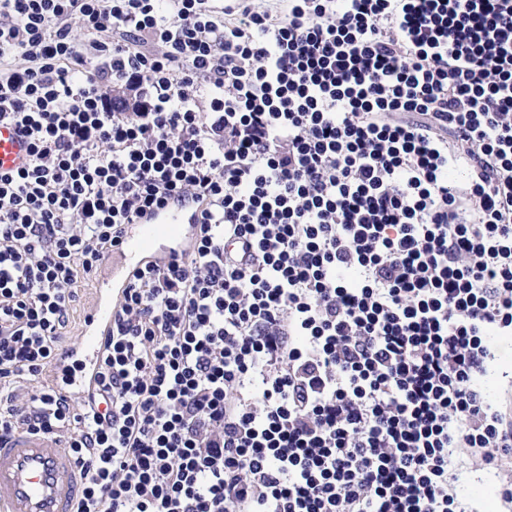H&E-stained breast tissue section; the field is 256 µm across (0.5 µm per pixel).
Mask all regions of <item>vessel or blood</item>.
<instances>
[{
    "label": "vessel or blood",
    "instance_id": "obj_1",
    "mask_svg": "<svg viewBox=\"0 0 512 512\" xmlns=\"http://www.w3.org/2000/svg\"><path fill=\"white\" fill-rule=\"evenodd\" d=\"M29 153V141L19 129L0 123V172L24 167ZM191 221L188 209L178 206L127 227L120 247L106 257L116 277L109 282L97 281L78 346L69 348L65 358L50 370L54 386L69 393L87 387L122 283L147 261L157 259L161 243H184V226ZM81 490L69 449L51 437L21 431L0 442V512H73Z\"/></svg>",
    "mask_w": 512,
    "mask_h": 512
}]
</instances>
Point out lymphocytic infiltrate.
<instances>
[{
    "instance_id": "1",
    "label": "lymphocytic infiltrate",
    "mask_w": 512,
    "mask_h": 512,
    "mask_svg": "<svg viewBox=\"0 0 512 512\" xmlns=\"http://www.w3.org/2000/svg\"><path fill=\"white\" fill-rule=\"evenodd\" d=\"M0 0V441L76 512H462L512 468V0ZM198 211L48 380L127 225ZM30 144L17 127L0 123V172L10 173L24 167L28 161ZM492 343L497 358L479 382L494 399H512V335L492 337ZM82 490L68 448L19 431L0 442L1 512H74ZM454 483L465 512H512V503H505L499 494L500 484L510 472L472 468L468 457L461 454ZM496 510V511H493Z\"/></svg>"
}]
</instances>
